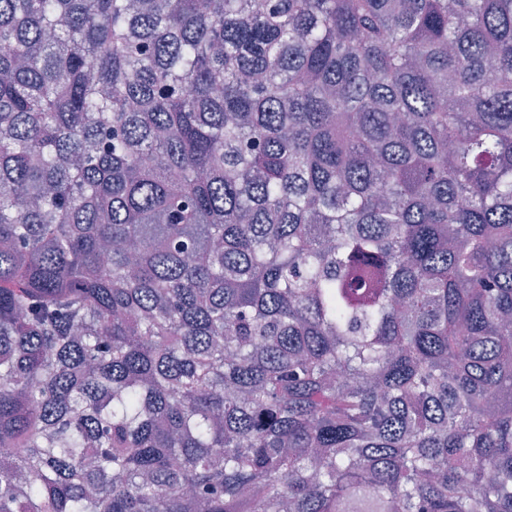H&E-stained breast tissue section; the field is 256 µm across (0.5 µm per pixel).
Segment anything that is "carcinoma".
<instances>
[{
  "instance_id": "cac0c4a2",
  "label": "carcinoma",
  "mask_w": 512,
  "mask_h": 512,
  "mask_svg": "<svg viewBox=\"0 0 512 512\" xmlns=\"http://www.w3.org/2000/svg\"><path fill=\"white\" fill-rule=\"evenodd\" d=\"M0 512H512V0H0Z\"/></svg>"
}]
</instances>
